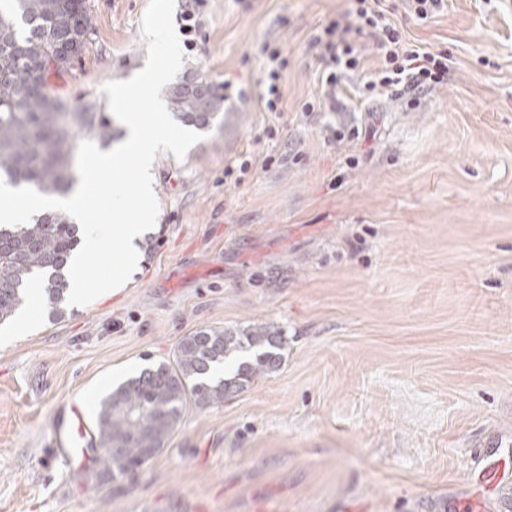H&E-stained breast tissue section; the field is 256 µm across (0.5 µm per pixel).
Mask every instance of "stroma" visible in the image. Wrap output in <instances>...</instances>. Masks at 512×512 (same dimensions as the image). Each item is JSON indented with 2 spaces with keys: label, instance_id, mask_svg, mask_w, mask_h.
<instances>
[{
  "label": "stroma",
  "instance_id": "stroma-1",
  "mask_svg": "<svg viewBox=\"0 0 512 512\" xmlns=\"http://www.w3.org/2000/svg\"><path fill=\"white\" fill-rule=\"evenodd\" d=\"M86 52L55 82L73 109L108 112L102 90L144 67L148 0H87ZM411 43L447 49L448 83L418 105L364 103L306 118L319 94L310 36L347 0H176L195 7L183 72L228 84L226 122L183 159L157 154L159 211L130 280L86 306L47 309L0 337V512H448L477 492L502 512L512 486V8L448 0L410 17ZM288 65L281 115L257 105L260 46ZM365 128L330 143L324 126ZM275 127L267 135V127ZM275 156L264 165L266 156ZM251 157L239 183L224 167ZM281 330L278 371L201 409L123 481L67 465L53 439L64 407L171 360L183 336L256 323Z\"/></svg>",
  "mask_w": 512,
  "mask_h": 512
}]
</instances>
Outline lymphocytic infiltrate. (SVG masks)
I'll return each instance as SVG.
<instances>
[{
    "label": "lymphocytic infiltrate",
    "instance_id": "obj_1",
    "mask_svg": "<svg viewBox=\"0 0 512 512\" xmlns=\"http://www.w3.org/2000/svg\"><path fill=\"white\" fill-rule=\"evenodd\" d=\"M367 39L372 41L378 56L377 67L363 85L367 96H417L447 84V51L409 44L400 29L389 22L381 0H350L344 15L330 21L308 42L322 93L303 103L304 114L335 107L337 90L345 75L363 67V42ZM261 52L267 65L259 101L264 111L278 115L283 111L281 78L288 61L281 49L270 43H263Z\"/></svg>",
    "mask_w": 512,
    "mask_h": 512
}]
</instances>
